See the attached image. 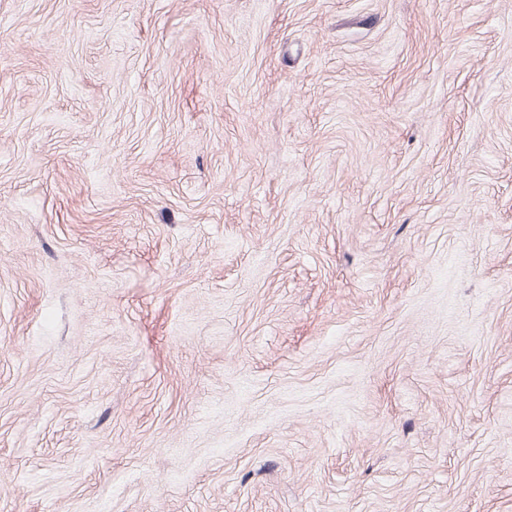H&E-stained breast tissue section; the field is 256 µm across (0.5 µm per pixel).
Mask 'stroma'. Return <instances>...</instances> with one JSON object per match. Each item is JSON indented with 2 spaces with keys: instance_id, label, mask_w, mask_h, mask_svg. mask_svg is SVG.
Listing matches in <instances>:
<instances>
[{
  "instance_id": "35a3bbf8",
  "label": "stroma",
  "mask_w": 512,
  "mask_h": 512,
  "mask_svg": "<svg viewBox=\"0 0 512 512\" xmlns=\"http://www.w3.org/2000/svg\"><path fill=\"white\" fill-rule=\"evenodd\" d=\"M0 512H512V0H0Z\"/></svg>"
}]
</instances>
